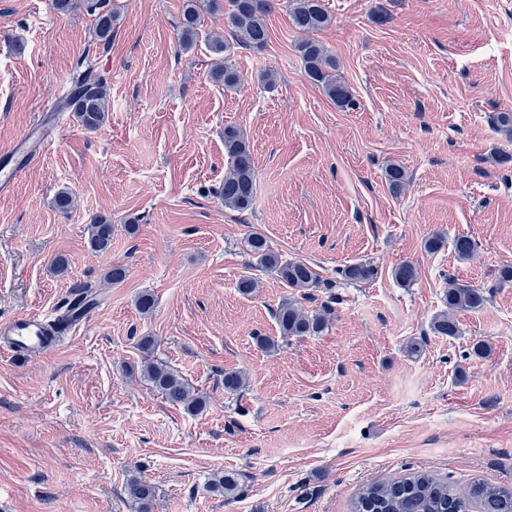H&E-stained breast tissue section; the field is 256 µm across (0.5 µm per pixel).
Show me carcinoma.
Wrapping results in <instances>:
<instances>
[{"mask_svg": "<svg viewBox=\"0 0 512 512\" xmlns=\"http://www.w3.org/2000/svg\"><path fill=\"white\" fill-rule=\"evenodd\" d=\"M53 5L61 14L84 6L95 15L96 40L105 45L112 42V30L118 13L105 7L104 0H53ZM271 9L272 0H183L177 24L179 47L183 51L192 49L203 25L204 15L222 12L236 43L260 50L268 41L265 17ZM288 20L296 30L311 33L328 26L331 15L323 0H288ZM209 48L217 55L213 71L215 78L224 82V87H233L237 82L236 67L231 58L233 46L228 40L216 36L210 39ZM298 49L308 78L322 85L328 98L336 105H350L353 100L350 88L332 74L336 70V63L325 47L314 39H306ZM110 90L107 78L87 71L74 81L67 108L74 112L83 127L98 130L108 118ZM224 151L228 158V169L217 195L224 207L244 212L252 205L256 171L250 145L238 128L224 127ZM385 180L390 190L397 193L406 181V172L400 165L391 164L385 170ZM88 234L92 251L109 250L112 243L111 220L102 215L96 216L94 222L88 225ZM249 247L259 265L276 272L287 287H318V274L310 264L302 260H282L280 254L269 247L263 235L253 234ZM453 248L459 258L468 259L475 252L476 244L470 238L460 236L454 240ZM340 275L349 281L365 282L374 277L375 270L358 263L344 267ZM393 277L399 284L408 285L415 280L416 269L409 263L400 264L394 269ZM92 296L94 293L90 287L78 289L74 298L67 302L57 324L64 328L72 322L75 311L93 308L96 302ZM486 300L483 289L458 283L451 284L445 294L450 313L476 310ZM274 317L283 337L314 336L325 327L322 317L306 314L293 297L282 301ZM154 344L152 336H143L139 340L141 350L148 356L141 368L143 379L171 404L183 407L190 414L203 411L206 401L194 393L187 379L167 365L150 359ZM245 384L246 377L242 372H224V390L237 393ZM210 487L226 499L236 497L241 490L239 476L233 471L215 475ZM127 490L129 496L139 504L140 512H151L154 487L150 483L134 478ZM354 512H512V489L493 486L481 480L459 489L432 473L419 471L363 486L355 498Z\"/></svg>", "mask_w": 512, "mask_h": 512, "instance_id": "obj_1", "label": "carcinoma"}]
</instances>
